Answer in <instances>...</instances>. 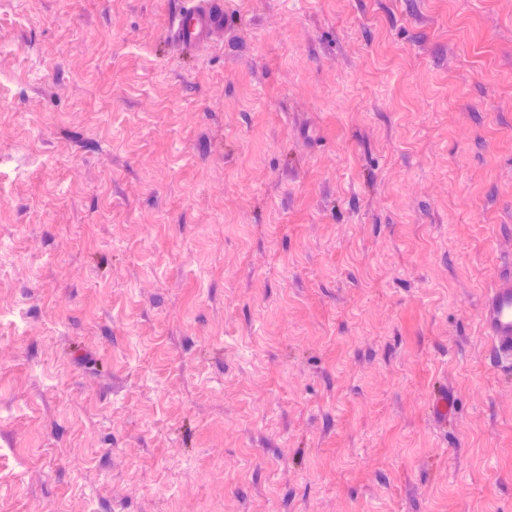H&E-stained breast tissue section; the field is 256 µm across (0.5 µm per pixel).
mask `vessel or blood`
<instances>
[{
  "label": "vessel or blood",
  "mask_w": 512,
  "mask_h": 512,
  "mask_svg": "<svg viewBox=\"0 0 512 512\" xmlns=\"http://www.w3.org/2000/svg\"><path fill=\"white\" fill-rule=\"evenodd\" d=\"M224 22V0H186L170 18L169 32L187 48L209 43ZM486 340L484 361L492 371L512 375V269L486 290L477 316Z\"/></svg>",
  "instance_id": "b4317fda"
}]
</instances>
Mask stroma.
Segmentation results:
<instances>
[{"instance_id": "1", "label": "stroma", "mask_w": 512, "mask_h": 512, "mask_svg": "<svg viewBox=\"0 0 512 512\" xmlns=\"http://www.w3.org/2000/svg\"><path fill=\"white\" fill-rule=\"evenodd\" d=\"M175 2L0 0V512H512V0ZM185 1L170 17L169 32L188 49L197 50L211 41L222 24L224 27V1ZM486 340L484 361L494 372L512 375V269L486 290L477 316Z\"/></svg>"}]
</instances>
